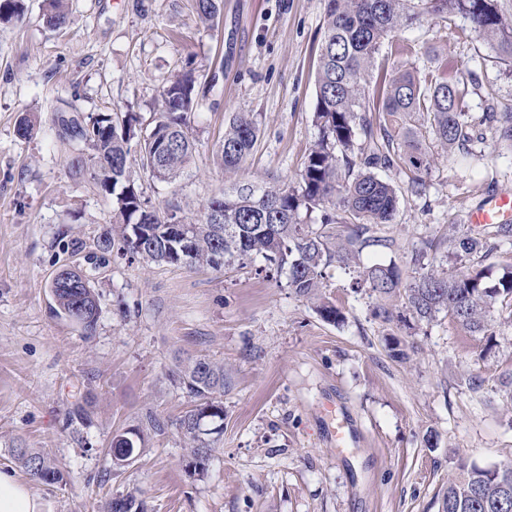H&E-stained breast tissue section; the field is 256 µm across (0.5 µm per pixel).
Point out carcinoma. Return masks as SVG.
<instances>
[{"label":"carcinoma","instance_id":"obj_1","mask_svg":"<svg viewBox=\"0 0 512 512\" xmlns=\"http://www.w3.org/2000/svg\"><path fill=\"white\" fill-rule=\"evenodd\" d=\"M47 26L67 25L63 0H49ZM197 16L211 21L221 0H194ZM22 0H0V22L21 17ZM459 15L497 53L512 59V22L499 11L497 0H327L326 20L316 74L313 122L318 139L310 149L298 185L262 187L237 185L206 201L193 223L167 224L166 211L149 205L132 175L128 158L139 157L149 177L172 182L194 152L188 134L191 115L199 105L193 73L176 76L160 92L158 117L151 130L139 135L135 118L119 120L110 113L83 116L73 104L56 109V135L72 148L70 169L112 199V222L92 240L101 256L121 252L157 264L220 272L232 262L259 259L264 270L288 274V287L300 297L316 298L324 270L336 263L355 264L356 253L369 243L372 224H387L398 210L392 184L373 170L404 162L415 176L411 185L423 186L419 173L430 168L425 136L411 127L416 114L427 116L432 141L448 149L467 148L474 139L475 118L468 112L467 83L440 78L431 72L419 77L405 70L370 85L368 75L383 41L425 14ZM484 120L494 123L498 138L512 142V109L488 107ZM259 136L255 117L237 113L224 131L217 159L227 171L241 167ZM361 154L362 168L351 157ZM224 210V223L213 224L209 212ZM324 208L323 223H352L351 233L331 247L325 236L310 230L302 211ZM512 226L497 225L493 233L464 235L451 242V254L463 262L499 248ZM377 296L403 291L406 308L419 320L445 313L472 334L488 335L495 304L512 305V270L489 286L473 265L451 272L430 269L404 280L395 264H374L360 272ZM54 313L90 336L96 328L99 303L89 276L75 267L59 270L51 281ZM180 385L195 405L178 420L189 445L188 467L202 471L212 450L206 436L218 434L224 423V363L209 358L187 359L177 370ZM13 456L33 479L46 484L63 480L50 457L17 444ZM104 512H146L134 489L106 501ZM442 512H512V463L479 467L461 464L448 479Z\"/></svg>","mask_w":512,"mask_h":512}]
</instances>
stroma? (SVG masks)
I'll list each match as a JSON object with an SVG mask.
<instances>
[{
	"mask_svg": "<svg viewBox=\"0 0 512 512\" xmlns=\"http://www.w3.org/2000/svg\"><path fill=\"white\" fill-rule=\"evenodd\" d=\"M0 24V467L16 468L12 442L47 452L61 484L32 482L42 512H103L110 497L139 488L147 512H440L459 463L512 461V313L491 312L495 336L469 333L446 315L415 320L402 295L355 287L359 267L395 263L404 279L430 266L454 269L448 238L469 233V211L512 192V148L489 127L472 142L484 166L432 147L422 192L406 171H382L399 196L391 223L373 225L357 266L326 270L322 294L342 313L325 321L283 273L239 261L216 273L112 253L92 269L70 240L92 241L112 205L69 167L70 145L52 125V105L83 113L130 112L146 132L159 94L194 71L204 88L189 134L194 156L171 183L142 177L151 205L195 219L236 183L296 184L317 138L316 68L326 0H224L210 23L190 0H69L59 31L43 23L44 0H25ZM465 19L428 16L385 40L373 76L410 69L468 80L473 116L512 105V62ZM408 43L411 55L396 54ZM253 113V152L228 174L216 146L232 117ZM29 117L33 130L17 127ZM93 270L99 318L93 335L51 311L61 266ZM392 320L377 317L378 307ZM224 363V430L202 474H191L176 420L194 402L180 360ZM481 374L470 389L466 376ZM83 409L84 418L68 419ZM154 414L163 432L148 430ZM346 419L337 452L333 418ZM144 431L129 466H113L114 436Z\"/></svg>",
	"mask_w": 512,
	"mask_h": 512,
	"instance_id": "1",
	"label": "stroma"
}]
</instances>
